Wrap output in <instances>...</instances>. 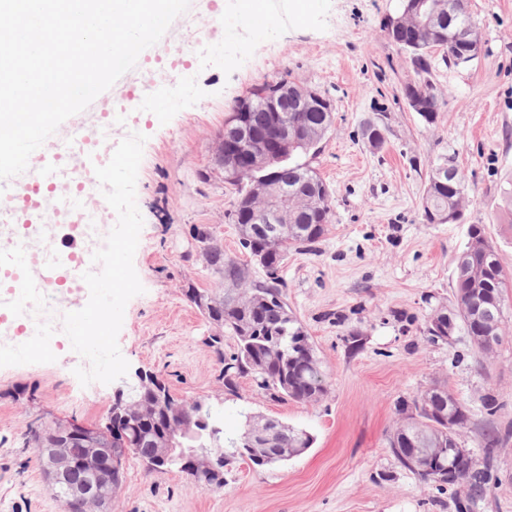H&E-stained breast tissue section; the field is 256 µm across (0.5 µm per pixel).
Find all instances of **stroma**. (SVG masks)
<instances>
[{"mask_svg": "<svg viewBox=\"0 0 512 512\" xmlns=\"http://www.w3.org/2000/svg\"><path fill=\"white\" fill-rule=\"evenodd\" d=\"M399 10L400 0H318L301 19L253 27L190 81L170 72L165 82L179 85L176 99L113 125L114 137H146L136 180L144 224L134 255L144 291L128 301L118 334L129 370L110 384L81 385L75 370L88 362L62 336L51 345L55 362L0 367V512H62L37 450L23 443L26 426L40 416L105 425L117 388L141 372L177 399L209 404L226 435L263 415L316 441L284 465L234 460L220 491L126 457L110 512H456L458 488L420 482L395 460L388 437L398 402L436 381L470 408L473 425L460 444L474 455L482 453L477 426L486 393L503 405L498 427L512 429V294L489 355L476 354L464 331L448 343L425 333L434 310L456 309L455 263L469 225H485L512 270V215L501 209L502 191L512 186V0H469L482 35L472 62L449 68L433 55L440 112L432 125L404 99V86L420 77L382 31ZM282 75L336 106L309 160L330 188L333 222L312 249L290 251L280 271L288 307L328 374V392L313 404L271 400L249 377L226 394L222 365L205 343L214 327L188 297L218 285L193 227L209 228L225 253L241 252L226 217L234 189L214 171L224 118L251 85ZM377 120L386 127L380 151L361 136ZM448 155L468 185L463 221L423 223L431 166ZM353 334L361 340L354 353ZM494 455L492 488L475 512H512V439Z\"/></svg>", "mask_w": 512, "mask_h": 512, "instance_id": "35a3bbf8", "label": "stroma"}]
</instances>
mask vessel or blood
<instances>
[{
    "label": "vessel or blood",
    "instance_id": "b4317fda",
    "mask_svg": "<svg viewBox=\"0 0 512 512\" xmlns=\"http://www.w3.org/2000/svg\"><path fill=\"white\" fill-rule=\"evenodd\" d=\"M116 146L111 139L105 148H98L90 131L77 128L68 141H45L31 154V181L0 180V223L24 229L12 247L0 249V286L42 291L63 284L80 288L84 272L101 271V264L87 260L78 236L54 246L48 256H32L28 241L46 211H53L66 224L72 216L88 214L98 205L102 187L94 169L110 161Z\"/></svg>",
    "mask_w": 512,
    "mask_h": 512
}]
</instances>
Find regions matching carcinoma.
I'll return each instance as SVG.
<instances>
[{
  "label": "carcinoma",
  "instance_id": "obj_1",
  "mask_svg": "<svg viewBox=\"0 0 512 512\" xmlns=\"http://www.w3.org/2000/svg\"><path fill=\"white\" fill-rule=\"evenodd\" d=\"M443 8L438 13L433 28L423 26L416 12L404 18V27L394 33L387 31L388 38L409 55L417 73L431 72V54L443 50V63L448 67H459L470 63V59L457 55L456 47L471 37L481 38L468 9L467 0H442ZM277 80H265L254 85L248 92L253 110L247 113L246 121L251 129L263 134L269 124L270 115L264 109L271 87ZM405 99L417 98L425 108L419 116L433 124L439 110V99L433 83L423 79L419 83L407 84L403 89ZM288 122L309 130L318 129L324 121V113L307 112L294 103L288 104ZM385 126L378 122L366 124L363 136L369 147L380 150L385 144ZM310 154L303 143L288 149V158L271 167L273 177L290 190L302 192L310 187L308 175L313 168L300 161ZM456 174L455 193L448 195V187L438 184L432 174L421 201V217L428 224L448 222V209L460 207L461 195L467 185L459 174L457 165L444 159L435 164ZM235 201L228 214L234 224L249 225L256 220L248 184H233ZM331 192L324 187V203L320 209H308L295 224L298 232L290 239L269 242L256 237L249 243L240 242L242 249H262L280 260H285L288 251L310 247L328 231L332 222L330 206ZM193 239L199 244L200 255L218 280L227 287L242 289L250 294L249 303L243 305L233 296L221 298L217 291H195V295L216 302L215 313L223 322V332L233 336L235 347L230 355H224V337H214L211 347L224 363V388L228 393L236 392L238 380L251 376L270 399L293 400L310 404L319 401L326 393V376L321 368L305 328L288 310L283 298L282 281L278 273H265L261 281L252 279L249 265L237 257L224 252V246L205 227L193 230ZM468 240L477 243L465 245L464 260L456 264L454 319L460 321L465 333L478 352H483L477 337L483 335V325L478 313L496 303L505 301L512 288V272L507 270L499 257L498 248L481 224H471ZM141 414L127 421L113 417L117 431L106 432L102 445L116 452L128 448L130 453L143 461L153 456L154 443L170 421L183 417L201 418L205 428L189 444L193 448L231 449L224 453V465L233 460L247 459L256 466L273 465L289 460L290 449L311 448L315 438L308 431L278 420H270L264 428L265 442L269 444L270 456L259 459L254 450L242 441V434L225 437L224 428L217 427L210 408L201 401L180 402L169 398L159 404L146 393L138 397ZM482 408L488 416L479 436L484 448L483 457L474 454L458 455V436L471 423L470 410L448 390L444 382H435L412 401L400 402L397 414L398 427L390 434L389 448L400 466L420 481L430 485H456L462 495L456 500L457 512H473L489 492L492 461L495 448L512 434L501 433L493 417L502 409L497 397L484 395ZM26 443L37 446L51 440L48 423L30 424L24 432ZM453 461L458 478H448V461Z\"/></svg>",
  "mask_w": 512,
  "mask_h": 512
}]
</instances>
